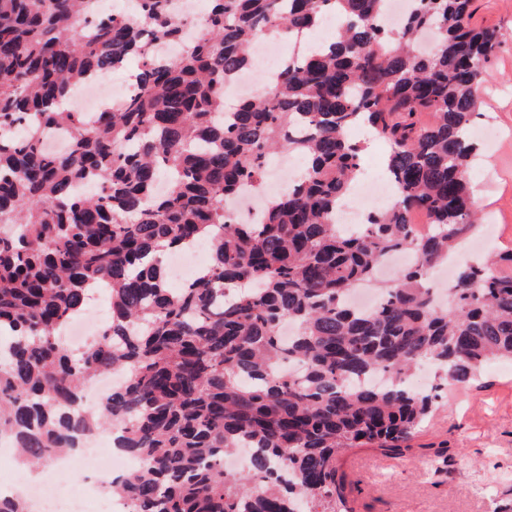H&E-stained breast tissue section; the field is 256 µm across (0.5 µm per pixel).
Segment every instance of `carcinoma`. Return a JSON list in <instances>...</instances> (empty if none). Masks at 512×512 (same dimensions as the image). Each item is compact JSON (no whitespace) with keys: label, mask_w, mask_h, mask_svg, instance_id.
Segmentation results:
<instances>
[{"label":"carcinoma","mask_w":512,"mask_h":512,"mask_svg":"<svg viewBox=\"0 0 512 512\" xmlns=\"http://www.w3.org/2000/svg\"><path fill=\"white\" fill-rule=\"evenodd\" d=\"M138 2L104 15L93 0H0V439L41 465L77 431L119 428L140 459L113 481L127 512H354L342 452L409 449L437 400L407 385L422 364L462 389L512 361V251L459 267L442 305L429 285L480 220L468 131L500 36L473 26L474 0H411L394 29L381 24L388 0H210L200 37L172 0ZM331 15L334 41L224 103L257 36L301 38ZM151 43L181 50L149 54ZM132 57L128 99L92 118L65 108ZM355 125L385 143L397 194L349 233L336 211L363 169ZM56 128L70 139L51 152ZM282 150L304 174L258 221L234 222L224 200L260 186ZM201 241L209 266L169 287L166 255ZM397 251L412 263L381 280ZM359 284L379 291L376 309L348 305ZM92 287L112 317L74 355L60 335ZM293 363L296 375L273 370ZM118 370L123 383L85 410V385ZM379 372L386 383L361 384ZM238 448L251 449L249 470L224 471Z\"/></svg>","instance_id":"cac0c4a2"}]
</instances>
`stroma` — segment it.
I'll return each instance as SVG.
<instances>
[{
    "instance_id": "stroma-1",
    "label": "stroma",
    "mask_w": 512,
    "mask_h": 512,
    "mask_svg": "<svg viewBox=\"0 0 512 512\" xmlns=\"http://www.w3.org/2000/svg\"><path fill=\"white\" fill-rule=\"evenodd\" d=\"M474 21L496 28L502 47L488 64L483 116L472 133L474 169L490 252L512 250V0H477ZM355 512H499L512 504V363L485 366L468 389H449L411 447L398 455L344 453Z\"/></svg>"
}]
</instances>
